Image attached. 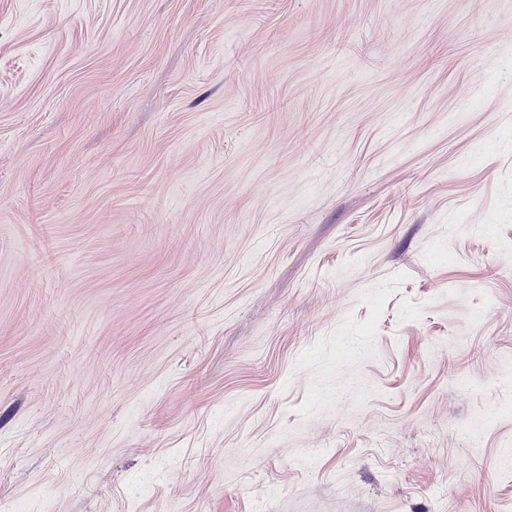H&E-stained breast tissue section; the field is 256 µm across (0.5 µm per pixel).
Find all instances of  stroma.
<instances>
[{
  "mask_svg": "<svg viewBox=\"0 0 512 512\" xmlns=\"http://www.w3.org/2000/svg\"><path fill=\"white\" fill-rule=\"evenodd\" d=\"M512 512V0H0V512Z\"/></svg>",
  "mask_w": 512,
  "mask_h": 512,
  "instance_id": "stroma-1",
  "label": "stroma"
}]
</instances>
